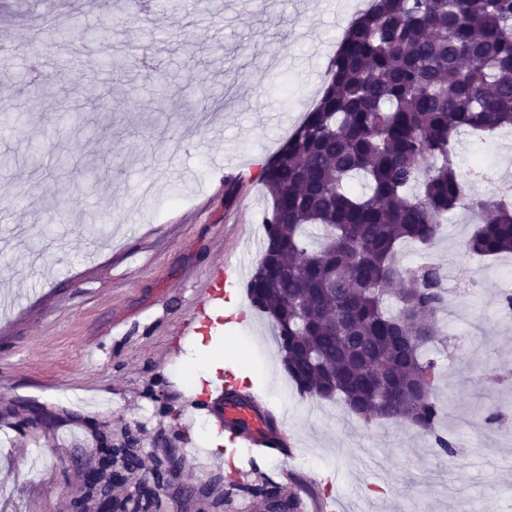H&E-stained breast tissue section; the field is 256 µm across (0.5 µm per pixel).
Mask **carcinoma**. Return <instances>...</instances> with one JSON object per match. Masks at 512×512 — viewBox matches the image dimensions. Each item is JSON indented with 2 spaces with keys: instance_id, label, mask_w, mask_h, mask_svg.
Masks as SVG:
<instances>
[{
  "instance_id": "obj_1",
  "label": "carcinoma",
  "mask_w": 512,
  "mask_h": 512,
  "mask_svg": "<svg viewBox=\"0 0 512 512\" xmlns=\"http://www.w3.org/2000/svg\"><path fill=\"white\" fill-rule=\"evenodd\" d=\"M68 43L93 36L76 19L55 25ZM512 129V0H372L351 20L319 103L262 169L271 208L247 284L272 321L289 379L303 397L339 398L352 414L401 421L434 437L449 409L423 378L420 349L447 305L441 272L401 269L403 244L431 248L448 212L476 229L469 253H512V205L467 192L456 163L460 134ZM140 450L123 441L97 462L73 510L112 493V471L136 473ZM124 512H155L127 497Z\"/></svg>"
}]
</instances>
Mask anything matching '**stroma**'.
Segmentation results:
<instances>
[{
    "mask_svg": "<svg viewBox=\"0 0 512 512\" xmlns=\"http://www.w3.org/2000/svg\"><path fill=\"white\" fill-rule=\"evenodd\" d=\"M361 0H0V39L36 44L41 84L20 79L28 64L0 61V110L23 106L27 124L0 130V229L23 225L28 240L0 248V294L26 302L0 336V405L25 399L67 409L68 441L52 451L41 432L0 422V512H70L94 464L87 424L128 435L150 470L156 437L174 457L197 451L192 473L160 493V512H264L261 487L275 483L312 512L313 499L373 500L382 512H512V319L500 295L512 291V256L481 259L465 243L469 213L448 214L435 252L454 257L451 282L476 272L487 282L460 309L440 314L444 334L428 351L451 409L440 431L454 456L405 423L371 424L336 401L300 398L281 363L270 320L251 307L246 280L260 259L253 239L270 200L259 180L319 98L328 66ZM76 17L99 39L76 48L49 39L52 24ZM124 49L111 84L98 77L108 48ZM224 89L202 106L198 85ZM80 125H58L64 101ZM45 145L40 169L24 165ZM476 155L474 137L456 151L462 169H512L502 135ZM122 164L91 179L84 166ZM231 269L245 311L224 326V297L211 276ZM214 337L224 370L247 367L273 418H286L295 458L288 471L245 445L229 449L209 406L224 384L194 387L197 336ZM500 419L471 430L483 411ZM224 484H213L217 473Z\"/></svg>",
    "mask_w": 512,
    "mask_h": 512,
    "instance_id": "stroma-1",
    "label": "stroma"
}]
</instances>
